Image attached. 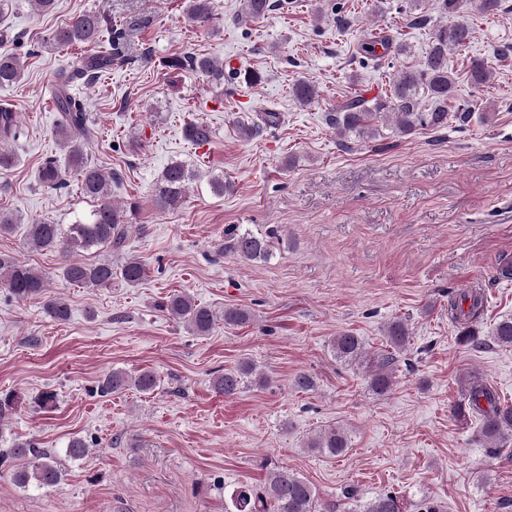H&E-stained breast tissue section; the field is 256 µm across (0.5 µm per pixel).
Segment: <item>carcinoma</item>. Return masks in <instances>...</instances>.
<instances>
[{
	"instance_id": "cac0c4a2",
	"label": "carcinoma",
	"mask_w": 512,
	"mask_h": 512,
	"mask_svg": "<svg viewBox=\"0 0 512 512\" xmlns=\"http://www.w3.org/2000/svg\"><path fill=\"white\" fill-rule=\"evenodd\" d=\"M281 6V0H243V14L261 19ZM213 12V0H188L187 14L194 21H207ZM473 37L472 27L466 20L446 23L433 29L431 47L421 68H406L394 79L390 94L373 101L354 97L334 112L325 116L328 125L338 135L354 134L362 139L376 136L378 129L373 123L377 118H392L394 135L405 136L418 129L440 130L453 119L463 125L471 119V112H448V102L454 100L456 79L448 71V50L467 46ZM126 33L114 28L112 23L94 11L74 17L65 26L52 33V41L58 46L74 44L99 45L101 51L80 58L59 70L53 86V102L59 112L55 135L65 151V164L54 158L47 159L40 167V181L49 190L66 188L76 182L81 194L96 203L90 214L74 224H50L42 222L27 225L29 243L40 250L58 251L65 257L62 275L69 283L81 287H106L112 284V262L86 263L72 259L80 250L108 249L121 243L127 229L125 214L112 205L111 173L91 163L85 154V145L93 139L97 130L84 103L71 91L72 84L94 81L112 70V63L124 58L123 46ZM383 53L401 54L405 47L387 37L380 38ZM361 51L373 58L381 57L375 42H366ZM165 66L177 70L189 67L207 76L216 85L224 84V64L210 58L188 53L174 55L165 60ZM21 58L12 52L0 53V86L21 80ZM470 83L481 88L489 84L492 71L481 59L471 60L468 71ZM294 99L307 105L317 97L316 86L304 79L291 86ZM430 97L432 105L423 110L419 98ZM279 114L268 110L249 125L240 127L246 138L263 135L267 126L275 124ZM19 126L12 106H0V168L13 164L14 157L4 145L16 139ZM184 138L194 145H204L212 138L211 127L203 121H192L183 129ZM196 178V171L185 161L171 162L155 186L154 202L161 210L177 208L183 201L189 183ZM229 248L246 261H263L270 255L269 241L250 231L231 233ZM146 276L141 260L128 258L120 266V278L127 285H138ZM0 286L17 300H27L42 295L47 281L44 274L22 263H0ZM48 314L57 322L70 317V308L62 299H50L45 303ZM485 307L480 291L464 290L450 302L452 319L461 325L460 340L477 341L475 321ZM169 314L184 323L198 336L208 334L215 326L217 317L206 306L200 305L185 294L171 297L167 304ZM407 325L395 320L387 326V348L367 356L360 337L343 332L331 342L332 351L344 362L365 366L370 389L377 395L391 392L394 386V352L402 350L409 342ZM254 372L253 364L242 363L235 370H227L214 377L212 388L226 397L236 395ZM158 385L157 376L142 371L132 377L122 370H114L99 381L97 392L103 396L121 393L131 387L142 393H150ZM456 413L476 415L481 422V435L487 442V453L498 454L512 436V406L505 404L495 388L473 377L465 384ZM307 448L317 454L336 457L348 448V438L343 428L330 425L318 435L308 439ZM22 460L21 468L13 470L14 481L23 487L33 485L38 489L57 486L64 477L61 462L52 453L36 446L32 440L17 442L5 454H0V465L8 459ZM224 512H336V504L319 503L315 488L297 473L284 466L269 471L264 484L242 482L224 498ZM350 512H408L406 502L395 493L375 496L362 504L352 506Z\"/></svg>"
}]
</instances>
